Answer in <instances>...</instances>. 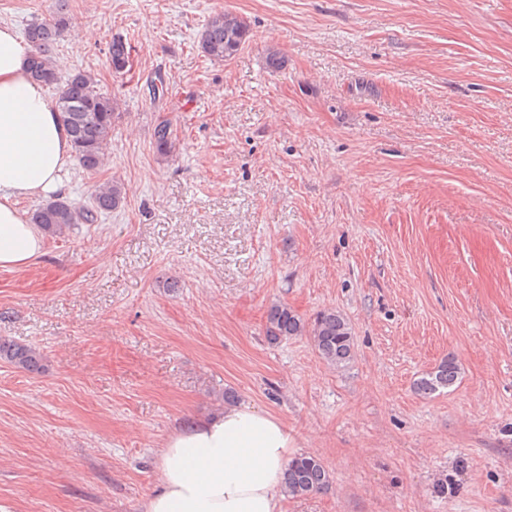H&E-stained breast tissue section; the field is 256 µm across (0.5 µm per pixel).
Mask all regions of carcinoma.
I'll use <instances>...</instances> for the list:
<instances>
[{
    "mask_svg": "<svg viewBox=\"0 0 512 512\" xmlns=\"http://www.w3.org/2000/svg\"><path fill=\"white\" fill-rule=\"evenodd\" d=\"M68 0H55L49 16L24 28V38L31 46L29 74L46 85L58 82V69L52 55L57 42L63 38L71 22ZM247 24L228 11L213 13L199 38V47L206 57L224 61L234 57L248 42ZM130 50L120 38L112 39L109 64L116 76L127 74ZM55 109L67 127L74 157L87 172L101 169L107 160L106 151L112 142V128L122 118L117 101L98 88L94 76L85 71L71 73L55 101ZM155 150L168 156L174 148L173 132L167 122L158 123L153 132ZM124 202L120 183L108 180L95 185L90 206L80 210L63 198H51L40 204L31 215V222L50 235L59 237L75 224H92L98 217L108 215ZM265 335L274 344L293 336L310 337L319 358L332 367H346L354 356L355 338L348 319L330 308L319 311L308 321L285 303H273L266 312ZM0 360L19 369L34 372L42 368V355L31 346L20 345L0 338ZM459 375L455 361L448 358L433 371L423 375L415 384L416 391L431 397L442 389L452 387ZM329 473L322 462L309 454H300L288 461L283 476L287 495L304 498L329 487Z\"/></svg>",
    "mask_w": 512,
    "mask_h": 512,
    "instance_id": "carcinoma-1",
    "label": "carcinoma"
}]
</instances>
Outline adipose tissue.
I'll use <instances>...</instances> for the list:
<instances>
[{
  "instance_id": "obj_1",
  "label": "adipose tissue",
  "mask_w": 512,
  "mask_h": 512,
  "mask_svg": "<svg viewBox=\"0 0 512 512\" xmlns=\"http://www.w3.org/2000/svg\"><path fill=\"white\" fill-rule=\"evenodd\" d=\"M28 44L0 26V269L43 253L44 238L19 203L63 194L70 136L42 83L30 78ZM293 438L278 417L239 404L189 421L157 451L160 489L141 512H283Z\"/></svg>"
}]
</instances>
